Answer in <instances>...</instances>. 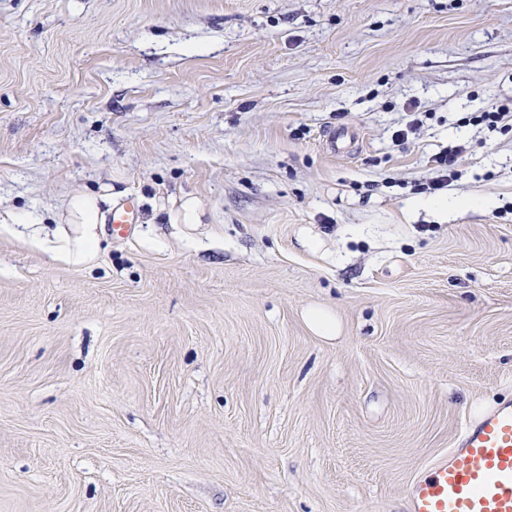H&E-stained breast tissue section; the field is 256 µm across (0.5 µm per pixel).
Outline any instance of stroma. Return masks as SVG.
Returning a JSON list of instances; mask_svg holds the SVG:
<instances>
[{"label":"stroma","instance_id":"1","mask_svg":"<svg viewBox=\"0 0 512 512\" xmlns=\"http://www.w3.org/2000/svg\"><path fill=\"white\" fill-rule=\"evenodd\" d=\"M510 102L512 0H0V215L141 209L86 267L0 237V512H407L512 396V132L458 124ZM451 143L487 207L410 208ZM166 224H201L202 212L199 202L196 198L187 196L181 202L178 208H170L165 212ZM308 328L317 336L332 338L336 336L338 325L336 316L327 308L316 306L304 314Z\"/></svg>","mask_w":512,"mask_h":512}]
</instances>
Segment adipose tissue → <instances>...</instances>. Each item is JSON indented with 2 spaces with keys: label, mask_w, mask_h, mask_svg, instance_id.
<instances>
[{
  "label": "adipose tissue",
  "mask_w": 512,
  "mask_h": 512,
  "mask_svg": "<svg viewBox=\"0 0 512 512\" xmlns=\"http://www.w3.org/2000/svg\"><path fill=\"white\" fill-rule=\"evenodd\" d=\"M111 201L108 188L75 193L64 200L50 236L42 235V218L33 212L11 216L6 222L0 220V235L19 239L63 263L87 266L98 255L105 223L102 207Z\"/></svg>",
  "instance_id": "ef3b65f1"
}]
</instances>
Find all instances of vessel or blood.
Listing matches in <instances>:
<instances>
[{
  "label": "vessel or blood",
  "instance_id": "vessel-or-blood-1",
  "mask_svg": "<svg viewBox=\"0 0 512 512\" xmlns=\"http://www.w3.org/2000/svg\"><path fill=\"white\" fill-rule=\"evenodd\" d=\"M137 207L112 211V233L127 234ZM408 512H512V400L468 420L448 452L410 483Z\"/></svg>",
  "mask_w": 512,
  "mask_h": 512
}]
</instances>
